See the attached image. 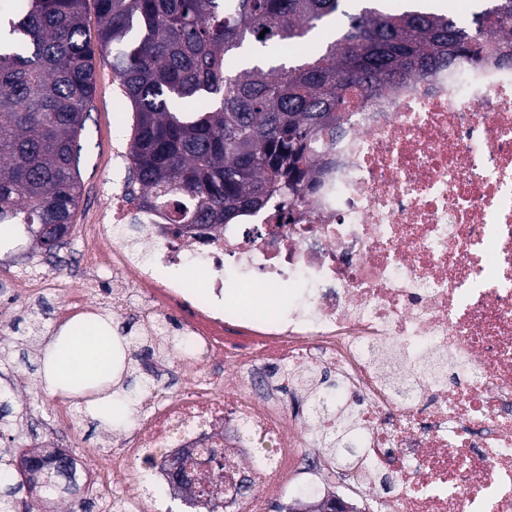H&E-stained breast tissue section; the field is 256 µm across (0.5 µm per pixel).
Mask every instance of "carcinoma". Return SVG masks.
I'll list each match as a JSON object with an SVG mask.
<instances>
[{"mask_svg": "<svg viewBox=\"0 0 512 512\" xmlns=\"http://www.w3.org/2000/svg\"><path fill=\"white\" fill-rule=\"evenodd\" d=\"M0 15V224L22 225L52 256L73 229L81 131L96 55L133 111L130 183L139 209L182 227L221 228L249 211L301 204L312 159L336 137L356 95L375 98L460 60L512 62V0H479L467 20L405 0H10ZM343 15L325 50L273 49ZM351 425L324 435L332 460L353 455ZM29 480L0 485V512Z\"/></svg>", "mask_w": 512, "mask_h": 512, "instance_id": "carcinoma-1", "label": "carcinoma"}]
</instances>
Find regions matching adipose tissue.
<instances>
[{
	"label": "adipose tissue",
	"instance_id": "1",
	"mask_svg": "<svg viewBox=\"0 0 512 512\" xmlns=\"http://www.w3.org/2000/svg\"><path fill=\"white\" fill-rule=\"evenodd\" d=\"M42 378L66 397L87 395L90 416L126 412L127 405L111 385L120 373L119 347L111 331L67 323L42 356Z\"/></svg>",
	"mask_w": 512,
	"mask_h": 512
}]
</instances>
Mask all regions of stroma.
<instances>
[{
    "mask_svg": "<svg viewBox=\"0 0 512 512\" xmlns=\"http://www.w3.org/2000/svg\"><path fill=\"white\" fill-rule=\"evenodd\" d=\"M131 115V103L109 58H98L93 109L81 137V196L71 240H78L84 225L111 208L113 185L129 180ZM44 270L24 228L15 227L11 239L0 244V277L12 282L11 287L0 288V408L7 411L0 418V448H20L29 441L52 448L62 440L74 448L121 447L132 424L106 430L87 414L84 400H71L72 416L62 423L57 420L59 395L41 378V351L67 323L70 311L67 299L57 294L28 299L25 276ZM103 312L112 321L114 337L133 340L126 352L124 396H143L155 382L177 391L180 373L175 355L165 354L162 341L141 330L134 310L107 306Z\"/></svg>",
    "mask_w": 512,
    "mask_h": 512,
    "instance_id": "stroma-1",
    "label": "stroma"
}]
</instances>
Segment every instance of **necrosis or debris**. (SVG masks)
Returning <instances> with one entry per match:
<instances>
[{
  "mask_svg": "<svg viewBox=\"0 0 512 512\" xmlns=\"http://www.w3.org/2000/svg\"><path fill=\"white\" fill-rule=\"evenodd\" d=\"M113 224L147 250L112 246L140 290L145 325L186 342L177 392L146 393L145 418L85 489L139 461L154 496L181 498L173 456L197 479L191 512H266L265 493L318 471L300 460L309 404L281 394L301 373L341 379L361 456L348 479L373 512H512V64L491 58L355 102L290 218L261 210L211 231L132 213ZM105 237L89 225L73 312L90 316ZM287 286L274 317L232 303L234 283ZM391 481L393 495L377 488Z\"/></svg>",
  "mask_w": 512,
  "mask_h": 512,
  "instance_id": "4bbe7bcc",
  "label": "necrosis or debris"
}]
</instances>
